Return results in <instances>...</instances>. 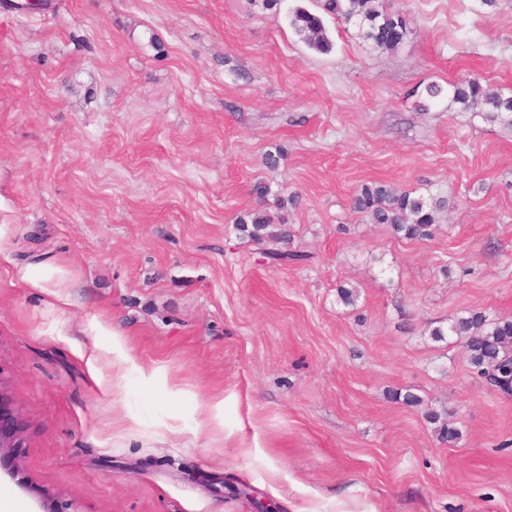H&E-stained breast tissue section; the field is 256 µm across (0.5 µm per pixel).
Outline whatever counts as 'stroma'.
I'll use <instances>...</instances> for the list:
<instances>
[{"mask_svg":"<svg viewBox=\"0 0 512 512\" xmlns=\"http://www.w3.org/2000/svg\"><path fill=\"white\" fill-rule=\"evenodd\" d=\"M298 6L0 9V493L25 512H253L228 475L282 512H512V395L431 337L512 320V129L412 94L512 95V0H395L393 52L329 18L327 54ZM379 181L444 201L431 239L352 209ZM258 214L300 261L266 262ZM20 440V429L14 413L0 396V476L2 467L11 458L12 448H17Z\"/></svg>","mask_w":512,"mask_h":512,"instance_id":"obj_1","label":"stroma"}]
</instances>
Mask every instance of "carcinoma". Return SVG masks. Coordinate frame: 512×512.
I'll list each match as a JSON object with an SVG mask.
<instances>
[{
  "mask_svg": "<svg viewBox=\"0 0 512 512\" xmlns=\"http://www.w3.org/2000/svg\"><path fill=\"white\" fill-rule=\"evenodd\" d=\"M321 12L296 7L289 13V25L310 49L326 54L333 48L324 16L329 15L357 28L359 36L379 51H393L407 36L408 23L403 13L389 0H317ZM419 110H427L431 101L449 99L461 112H473L484 119L512 128V97H505L477 78L432 82L419 93ZM353 208L365 213L376 224H388L395 235L408 240L432 237L437 212L443 201H430L413 191L385 182H372L359 188L352 199ZM462 340L474 373L488 389L512 394V320H492L483 312L470 310L448 327H436L432 339L444 340L445 334Z\"/></svg>",
  "mask_w": 512,
  "mask_h": 512,
  "instance_id": "1",
  "label": "carcinoma"
}]
</instances>
